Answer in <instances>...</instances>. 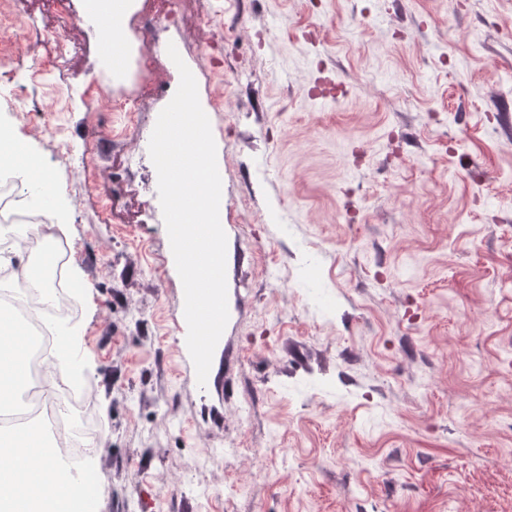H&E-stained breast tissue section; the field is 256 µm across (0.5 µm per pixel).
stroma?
I'll return each instance as SVG.
<instances>
[{
  "label": "stroma",
  "mask_w": 512,
  "mask_h": 512,
  "mask_svg": "<svg viewBox=\"0 0 512 512\" xmlns=\"http://www.w3.org/2000/svg\"><path fill=\"white\" fill-rule=\"evenodd\" d=\"M186 11L201 105L224 91L209 120L229 320L203 388L167 232L98 221L113 141L142 149L162 103L113 111L130 82L86 110L91 45L59 72L34 34L0 63V126L58 186L21 204L65 225L89 285L72 322L96 512H512V0Z\"/></svg>",
  "instance_id": "1"
}]
</instances>
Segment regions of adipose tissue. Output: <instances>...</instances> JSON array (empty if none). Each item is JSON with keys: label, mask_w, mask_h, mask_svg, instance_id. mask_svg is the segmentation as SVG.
Returning <instances> with one entry per match:
<instances>
[{"label": "adipose tissue", "mask_w": 512, "mask_h": 512, "mask_svg": "<svg viewBox=\"0 0 512 512\" xmlns=\"http://www.w3.org/2000/svg\"><path fill=\"white\" fill-rule=\"evenodd\" d=\"M0 166L41 191L54 195L56 186L29 153L23 139L0 129ZM28 334L15 317L0 308V403L15 400L23 386L28 359ZM83 360L78 328L65 330L51 353L49 387L69 381ZM34 421L22 430L0 429V512H89L85 479L60 462L42 439Z\"/></svg>", "instance_id": "adipose-tissue-1"}]
</instances>
